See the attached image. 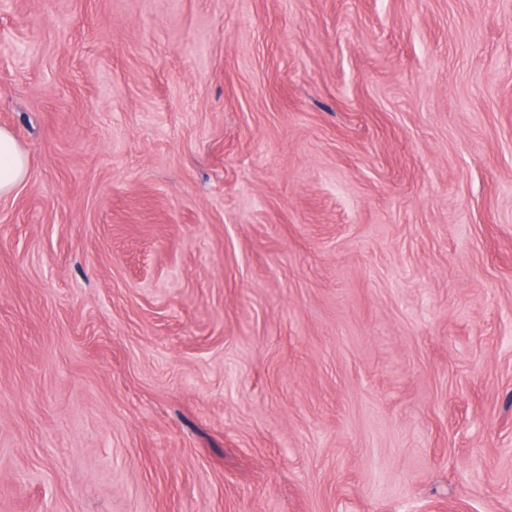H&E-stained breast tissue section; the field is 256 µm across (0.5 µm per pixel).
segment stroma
<instances>
[{
  "label": "stroma",
  "mask_w": 512,
  "mask_h": 512,
  "mask_svg": "<svg viewBox=\"0 0 512 512\" xmlns=\"http://www.w3.org/2000/svg\"><path fill=\"white\" fill-rule=\"evenodd\" d=\"M0 32V512H512V0ZM28 159L14 136L0 129V196H6L26 179Z\"/></svg>",
  "instance_id": "35a3bbf8"
}]
</instances>
